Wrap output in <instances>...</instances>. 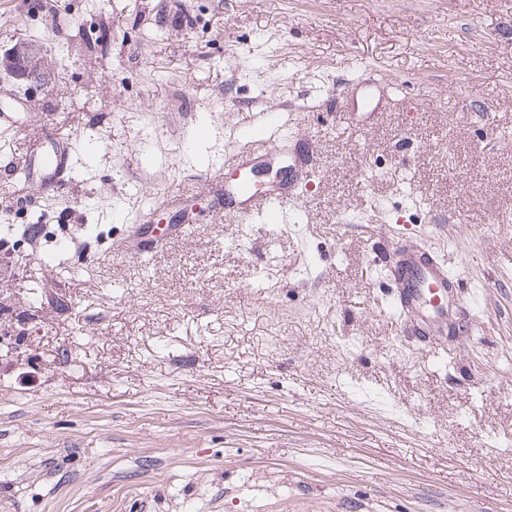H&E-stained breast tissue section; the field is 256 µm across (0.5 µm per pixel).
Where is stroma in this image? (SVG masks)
Instances as JSON below:
<instances>
[{
    "label": "stroma",
    "instance_id": "1",
    "mask_svg": "<svg viewBox=\"0 0 512 512\" xmlns=\"http://www.w3.org/2000/svg\"><path fill=\"white\" fill-rule=\"evenodd\" d=\"M20 40L56 68L0 75V512H512V0H0ZM260 129L308 161L289 222L212 215ZM405 236L470 301L443 363L395 325ZM70 163V145L54 139L30 156L23 170L25 174L40 179L43 193L49 195L55 193L66 182Z\"/></svg>",
    "mask_w": 512,
    "mask_h": 512
}]
</instances>
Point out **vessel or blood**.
Returning a JSON list of instances; mask_svg holds the SVG:
<instances>
[{"mask_svg":"<svg viewBox=\"0 0 512 512\" xmlns=\"http://www.w3.org/2000/svg\"><path fill=\"white\" fill-rule=\"evenodd\" d=\"M70 163V146L55 139L28 158L24 171L38 178L43 193L49 195L65 182ZM283 195L278 183L257 187L234 180L224 185V206L250 218H262L268 224H284L289 215L281 202ZM391 274L397 285L392 305L399 312L400 334L434 343L435 326L448 321L452 283L445 260L404 242L392 255Z\"/></svg>","mask_w":512,"mask_h":512,"instance_id":"obj_1","label":"vessel or blood"}]
</instances>
